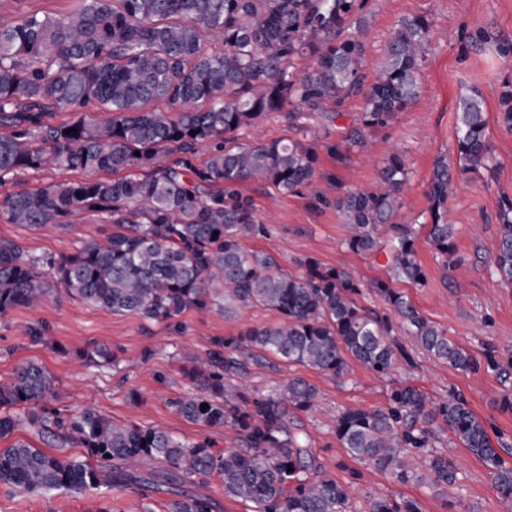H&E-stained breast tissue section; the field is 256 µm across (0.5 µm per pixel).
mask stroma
<instances>
[{"label": "stroma", "mask_w": 512, "mask_h": 512, "mask_svg": "<svg viewBox=\"0 0 512 512\" xmlns=\"http://www.w3.org/2000/svg\"><path fill=\"white\" fill-rule=\"evenodd\" d=\"M417 15L429 18L431 30L415 98L388 125L369 133L371 147L365 154L355 149L338 155L326 150L353 127L362 111L361 99H348L339 107L329 103L324 113L308 115L304 123L320 147L316 186L286 194L269 184H242L241 194L250 199L265 227L264 234L249 240L248 246L270 253L293 275L301 274L300 262L307 257L345 267L362 285L358 303L382 316L391 310L373 284L389 282L428 321L447 331L478 369L456 370L399 330L395 336L407 355L397 358L384 378L355 363L349 375L337 379L249 349L243 355L242 381L259 392L295 376L316 387L317 407L300 415L298 424L320 462L347 485L359 512H364L366 497L373 491L415 499L422 512H512L486 468L449 433H442V444L456 461L459 482L435 488L420 482L399 483L350 459L330 422L348 406H385L391 388L404 382L432 398L458 392L486 421L491 436L503 438L506 447L501 455L512 464V411L503 407L504 397L512 394V380L503 379L486 363L491 350L512 346V286L500 282L491 263L499 238V200L512 197V132L490 124L489 168L459 179L449 203L448 217L457 228L450 260H443L425 229L433 161L453 150L459 99L469 90H479L488 115L496 116L502 85L512 80V55L496 50L497 42L512 41V0H368L360 24L349 30L366 48L368 70L376 69L381 49L399 22ZM394 152L405 157L409 168L396 220L418 229L416 257L426 273L421 285L395 278L385 255L346 248L344 221L334 204L338 190L371 188ZM112 230L110 219L95 214L59 230H35L0 216V238L15 241L27 258L68 255L87 240L105 239ZM274 319L272 311L251 305L229 315L216 310L203 315L191 309L168 323L135 313L115 314L67 295L52 296L35 306L12 309L0 320V383L11 378L17 365L35 361L56 379V395L49 407L92 408L118 422L154 425L185 441H208L220 454L237 447L236 434L190 423L172 406L174 399L194 388L184 371L194 355L212 350L215 340ZM99 347L110 352V359L94 356ZM174 497L164 483L145 493L135 485L81 494H27L0 486V512H143L147 505L153 512H169Z\"/></svg>", "instance_id": "stroma-1"}]
</instances>
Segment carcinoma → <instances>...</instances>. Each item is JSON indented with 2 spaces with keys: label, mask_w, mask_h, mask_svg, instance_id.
<instances>
[{
  "label": "carcinoma",
  "mask_w": 512,
  "mask_h": 512,
  "mask_svg": "<svg viewBox=\"0 0 512 512\" xmlns=\"http://www.w3.org/2000/svg\"><path fill=\"white\" fill-rule=\"evenodd\" d=\"M367 0H82L68 14L26 13L0 26V181L26 170L124 173L120 178L50 182L0 199V216L31 228L63 227L81 215L112 216L116 230L50 262L65 293L114 313L169 321L195 309L209 312L261 305L276 323L250 327L216 343L185 371L198 389L172 402L185 420L233 429L245 447L217 455L206 444L183 442L155 426L121 423L90 408L62 415L46 404L55 378L41 364L18 365L0 384V438L27 426L50 439L48 453L24 440L0 450V485L26 492L85 493L152 483L140 468L163 462L181 483L219 473L224 497L250 502L255 512H356L346 487L318 461L290 414L315 407L317 391L300 377L268 393L234 387L243 371L236 352L258 349L289 364L343 377L355 360L388 375L402 347L390 320L360 306L361 284L349 271L300 261L304 273L284 272L275 258L245 242L260 232L249 201L238 191L255 181L288 193L317 178L319 154L305 137L244 144L238 131L296 104L319 112L358 97L359 127L328 146L331 153L364 149L369 129L387 125L417 93L430 20H402L382 49L373 77L364 44L346 35ZM215 43L202 47L204 37ZM157 101L168 105L161 111ZM499 126L512 132V83L504 84ZM106 113L102 119L90 107ZM71 114L55 120L56 110ZM211 145L196 165L197 146ZM456 159L434 161L428 236L448 257L455 227L448 203L456 176L488 168L491 147L481 93L474 89L456 112ZM405 159L394 154L370 190L336 197L349 234L348 249L384 247L396 277L426 276L416 258L415 233L394 224L407 181ZM493 258L501 283L512 285V199L498 213ZM374 288L430 355L471 372L478 365L446 332L384 281ZM53 292L40 259L26 258L0 239V315L31 306ZM208 408H202V405ZM486 468L503 500L512 502V466L494 447L485 422L460 395L439 400L403 383L382 408L346 407L333 432L347 455L400 483L452 485L455 460L437 446L439 425ZM76 445L79 456L62 449ZM365 512H422L418 501L371 492ZM170 512H216L214 500L181 493Z\"/></svg>",
  "instance_id": "carcinoma-1"
}]
</instances>
